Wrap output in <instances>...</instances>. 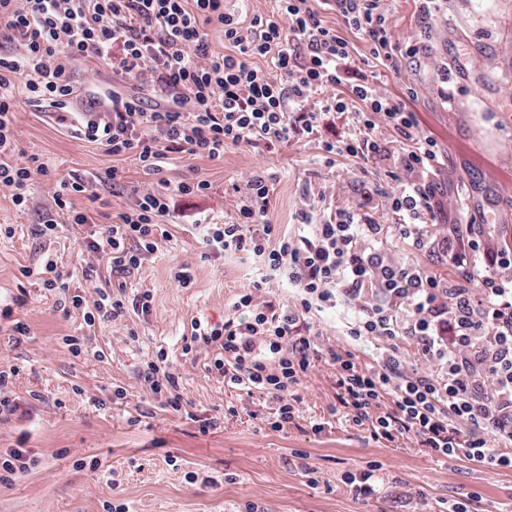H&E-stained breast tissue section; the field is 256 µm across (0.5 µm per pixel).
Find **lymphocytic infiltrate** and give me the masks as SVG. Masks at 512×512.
<instances>
[{"label": "lymphocytic infiltrate", "instance_id": "1", "mask_svg": "<svg viewBox=\"0 0 512 512\" xmlns=\"http://www.w3.org/2000/svg\"><path fill=\"white\" fill-rule=\"evenodd\" d=\"M274 16H253L242 25L224 11V0H0V189H8L17 211H25L35 176H55L38 154L12 159L17 141L16 97L46 102L59 110L81 94L72 60L94 58L133 81L132 92L102 87L107 112L83 113L76 139L114 157L138 160L158 175L173 155L211 161L228 146L279 144L305 135L322 137L326 165L351 157L388 166L393 185L385 191L388 221H377L371 193L354 207L318 219L301 215L306 234L291 238L269 219L270 176L251 174L229 221L207 224L202 242L210 254H252L298 290L292 304H256L252 289L241 291L235 314L214 325L192 322L182 350L204 346L212 355L209 374L225 385L258 390L275 404L270 423L282 429L297 418L296 392L316 360L336 369V400L348 420L369 426L374 438L411 434L444 458H466L491 466H512V456L492 443L512 446V249L483 235L460 234L447 245L450 265L465 268L483 259L484 271L450 281L417 263L389 262L383 244L390 236L428 242L424 227L443 214L435 178L445 164L438 144L422 136L414 112L377 91L355 73L348 41L324 25L318 4L339 14L345 26L365 36L380 65L397 68L399 57L420 54V41H394L384 0H276ZM224 29L223 52L212 51L205 24ZM318 108H308L312 96ZM348 120L337 131L336 115ZM110 167L93 179L57 180L55 215L34 228L53 237L59 224L79 230L91 224L72 199L97 200L102 186L119 185ZM208 180L196 172L161 188H147L133 207L83 238L86 251L107 258L114 280L92 308L71 293L69 277L46 260L42 285L64 295V307L82 310L87 325L150 314L153 296H127L128 278L172 238L171 225L182 197L205 194ZM358 302L348 333L386 342L380 361L360 363L348 350H322L312 315L338 301ZM415 343L408 368L401 343ZM141 375L164 407L206 434L221 420L202 417L184 405L178 376L165 351L146 363Z\"/></svg>", "mask_w": 512, "mask_h": 512}]
</instances>
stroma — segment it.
I'll use <instances>...</instances> for the list:
<instances>
[{
    "label": "stroma",
    "instance_id": "stroma-1",
    "mask_svg": "<svg viewBox=\"0 0 512 512\" xmlns=\"http://www.w3.org/2000/svg\"><path fill=\"white\" fill-rule=\"evenodd\" d=\"M386 6L395 39L414 35L426 46L419 58H401L394 70L367 66L369 41L345 27L336 11L323 10L321 17L350 42L356 68L376 74L382 92L403 100L419 132L446 156L442 176L450 187L449 220L427 227L436 251H419L391 238L384 245L388 259L395 264L412 260L458 280L463 273L448 268L444 252L449 221L485 225L495 241L512 247V0H448L447 11L427 20L417 0H387ZM72 68L82 93L70 111L109 110V102L96 93L101 83L129 88L95 59H77ZM444 84L454 89V102L439 95ZM17 126L18 150L49 159L59 177L88 180L118 165L120 193L99 188L96 203L81 198L80 207L117 215L132 206L135 189L151 181L134 158L116 162L97 145L74 138L56 109L20 103ZM258 166L272 176L269 217L291 237L303 231L299 212L305 204H313L316 214H332L355 206L364 186L391 183L384 170L370 164L340 158L327 167L315 135L271 151L230 146L219 161L180 154L166 176L173 180L193 170L208 179V193L183 198L180 206L185 214L220 223L236 209V186ZM55 189L54 181L38 178L22 213L13 207L9 190H0V226L13 231L12 237H0V301L26 295V305L15 316L30 330L22 337L9 325L0 326V362L20 368L7 391L18 408L0 420V450L16 447L24 434L27 450L38 460L36 468L0 489V512H104L107 502L122 512H247L250 503L264 512H445L446 502L468 498L475 512H512V467L441 458L410 435L378 440L344 414H330L336 376L327 362H316L299 386L296 424L275 431L264 421L273 408L265 395L224 386L207 373V352L183 355L182 336L191 321H223L232 314L237 294L253 282L263 283L256 293L260 303H287L295 295L258 257L206 256L194 226H175L172 241L160 243L131 277L133 289L153 295L149 316L90 327L81 311L63 312L57 293L45 290L35 275L46 258L71 273V289L89 307L99 291L111 290L112 278L104 264L82 253L73 232L60 230L49 241L33 235V226L54 212ZM90 262L96 265L92 289L81 276ZM184 263L197 270L186 288L172 277L174 267ZM353 313L352 306L342 305L317 315L318 342L375 363L381 343L347 334ZM66 336L84 337L89 349L103 351V360L73 358L62 342ZM161 349L177 368L184 402L201 416H223L221 428L201 434L160 406L140 370ZM119 386L126 397L116 402L112 390ZM230 406L236 415L227 414ZM320 422L324 430L313 432ZM91 460L99 462L98 470H88ZM375 462L380 465L377 495L356 496L345 474ZM306 464L315 469L317 484L305 476ZM208 475L221 477V484H206Z\"/></svg>",
    "mask_w": 512,
    "mask_h": 512
}]
</instances>
